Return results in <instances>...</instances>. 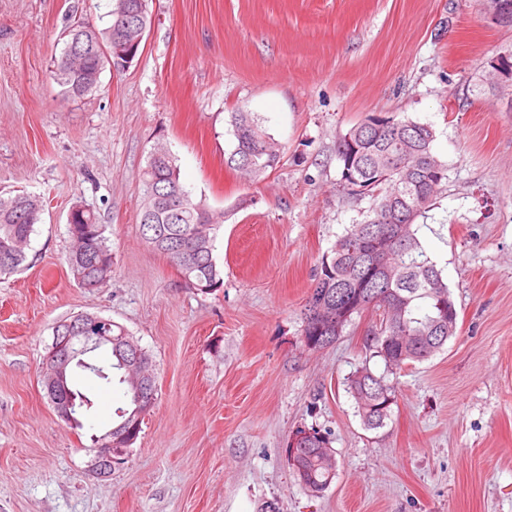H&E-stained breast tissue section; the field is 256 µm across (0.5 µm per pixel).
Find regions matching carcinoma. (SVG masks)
Instances as JSON below:
<instances>
[{"label": "carcinoma", "mask_w": 512, "mask_h": 512, "mask_svg": "<svg viewBox=\"0 0 512 512\" xmlns=\"http://www.w3.org/2000/svg\"><path fill=\"white\" fill-rule=\"evenodd\" d=\"M137 8V0H116L107 13L105 27L99 28L83 20L68 26L65 47L56 60L54 77L68 97H83L97 89L102 71L118 65L117 38L121 30L129 33L139 27H126L125 11ZM512 88V73L496 79L480 76L479 93H499ZM235 139L234 149L225 164L234 169L255 158L249 175L258 177L276 166L284 147L268 133L261 118L239 109L229 120ZM435 134L431 126L407 117L391 115L369 117L350 128L336 144L341 169L359 180L370 197L371 206L364 219L350 225L322 259L314 287L303 312L304 345L310 350L322 349L339 337L336 326H317L320 310L336 308L351 301L366 306L351 314L352 318L373 309L379 312V327L365 340L369 357L380 358L384 371L375 373L364 363L346 379L347 392L354 400L362 424L369 430L385 426L396 399V388L390 376L404 367L426 360L443 350L442 338L452 337L448 330V314L458 315L442 270L427 255L417 236L416 220L425 214L446 179L445 164L435 155ZM174 178L184 196L178 212L170 211L157 194ZM143 203L139 231L153 250L165 255L177 267L184 281L208 294L223 286L221 269L214 257L217 232L224 223V213H216L194 202L180 182L179 170L170 150L157 146L151 152L141 175ZM43 202L25 192L0 193V276L18 272L27 260L23 244L31 242L35 225L41 222ZM71 247L67 263L78 283L86 288L100 287L112 276V264L98 267L99 260L112 253L106 225L99 222L90 209L77 206L76 223L68 225ZM99 335L112 337L105 345L112 355L109 366H77L65 368L64 376L77 368L104 384L118 382L124 386L129 406L118 407L112 414V438L128 432L137 418V387L121 367V361L140 351L147 363L150 355L122 325L101 324ZM52 406L74 397L78 415L94 409L91 396L70 383L65 387H43ZM314 442L302 455V473L298 481L309 491L320 493L336 476V462L326 434L312 430Z\"/></svg>", "instance_id": "cac0c4a2"}]
</instances>
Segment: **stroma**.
<instances>
[{
  "mask_svg": "<svg viewBox=\"0 0 512 512\" xmlns=\"http://www.w3.org/2000/svg\"><path fill=\"white\" fill-rule=\"evenodd\" d=\"M110 0H0V192L44 200L24 270L0 278V512H512V109L477 94L512 54L482 0H149L127 70L65 96L53 76L73 18ZM259 115L285 151L253 179L229 168V117ZM431 125L446 165L417 236L458 309L444 350L404 368L385 427L345 386L367 359L373 311L307 349L302 312L323 255L371 200L340 183L336 144L367 116ZM168 146L194 201L224 214L223 286L190 288L139 233V177ZM112 242V277L81 287L66 262L73 206ZM123 325L153 357L158 396L112 474L87 469L91 434L126 406L78 373L83 429L43 395L53 330L79 313ZM330 436L336 476L312 494L288 442Z\"/></svg>",
  "mask_w": 512,
  "mask_h": 512,
  "instance_id": "1",
  "label": "stroma"
}]
</instances>
